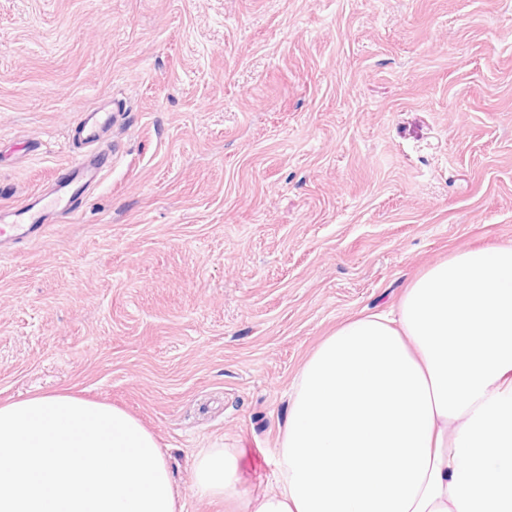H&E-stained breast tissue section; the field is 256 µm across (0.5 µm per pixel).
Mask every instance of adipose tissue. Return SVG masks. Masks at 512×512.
<instances>
[{
	"label": "adipose tissue",
	"mask_w": 512,
	"mask_h": 512,
	"mask_svg": "<svg viewBox=\"0 0 512 512\" xmlns=\"http://www.w3.org/2000/svg\"><path fill=\"white\" fill-rule=\"evenodd\" d=\"M235 448L194 457L238 512H512V243L428 267L387 312L347 320L295 377L272 490ZM154 434L69 394L0 405V512H184Z\"/></svg>",
	"instance_id": "adipose-tissue-1"
}]
</instances>
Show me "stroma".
Listing matches in <instances>:
<instances>
[{"label": "stroma", "instance_id": "obj_1", "mask_svg": "<svg viewBox=\"0 0 512 512\" xmlns=\"http://www.w3.org/2000/svg\"><path fill=\"white\" fill-rule=\"evenodd\" d=\"M112 163L0 255V404L125 408L186 512L200 448L272 487L288 390L431 264L512 241V0H0V206L83 107ZM114 114L112 112H99L96 110L82 113V118L75 128V132L84 140L94 142L99 138L101 130L112 126Z\"/></svg>", "mask_w": 512, "mask_h": 512}]
</instances>
